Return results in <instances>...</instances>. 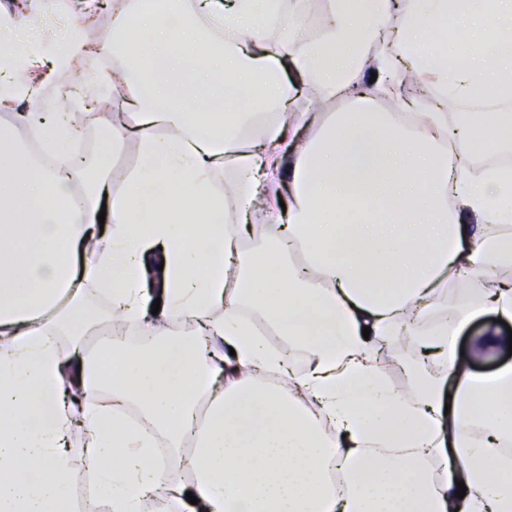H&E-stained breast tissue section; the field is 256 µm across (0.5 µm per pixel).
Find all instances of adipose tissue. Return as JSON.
Segmentation results:
<instances>
[{
	"instance_id": "adipose-tissue-1",
	"label": "adipose tissue",
	"mask_w": 512,
	"mask_h": 512,
	"mask_svg": "<svg viewBox=\"0 0 512 512\" xmlns=\"http://www.w3.org/2000/svg\"><path fill=\"white\" fill-rule=\"evenodd\" d=\"M16 4L0 28V48L29 61L0 87V110L13 114L0 126V512H61L85 471L108 512H142L150 498L163 512H512V455L498 450L512 437V368L479 375L455 353L476 313L512 322V280L494 274L512 266V168L472 161L484 129L512 146V84L499 75L512 58L498 49L512 0H462L468 59L457 69L435 40L448 0H328L301 42L292 27L307 0H279L273 44L262 35L269 0H199L231 34L228 49L178 21L181 0H165L162 14L125 0L112 35L135 50L106 82L140 105L133 125L104 101L62 105L95 82L91 14L49 34L30 18L61 11V0ZM286 57L355 110L324 125L297 110L300 91L276 72ZM44 58L67 88L51 108L19 110L40 95L33 67ZM166 73L216 83L226 112L173 94ZM412 81L432 84L439 101L407 125L398 112L410 110ZM378 90L396 111H377ZM262 110L277 120L258 123ZM249 118L251 148L240 152ZM91 125L109 144L137 138L141 164L122 194L108 163L67 156ZM21 127L38 128L61 164L37 167ZM229 162L234 178L216 189ZM79 181L87 189L76 196ZM152 269L162 272L153 291ZM451 286L462 304L436 312ZM98 298L143 344L104 331ZM257 315L283 348L254 333ZM396 336L407 342L395 360L402 393L381 351ZM130 403L149 430L124 424ZM157 431L173 443L163 486ZM336 466L346 491L328 476Z\"/></svg>"
}]
</instances>
